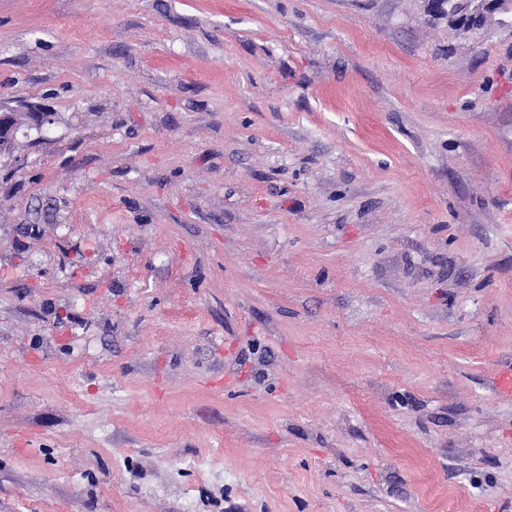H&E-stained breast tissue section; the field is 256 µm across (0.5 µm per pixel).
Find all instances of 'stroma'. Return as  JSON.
Instances as JSON below:
<instances>
[{
    "label": "stroma",
    "mask_w": 512,
    "mask_h": 512,
    "mask_svg": "<svg viewBox=\"0 0 512 512\" xmlns=\"http://www.w3.org/2000/svg\"><path fill=\"white\" fill-rule=\"evenodd\" d=\"M0 512H512V27L427 0H0ZM14 112L18 111L0 105V159L12 153L17 132L21 127ZM492 392L498 398H512V364L501 365L493 375Z\"/></svg>",
    "instance_id": "obj_1"
}]
</instances>
